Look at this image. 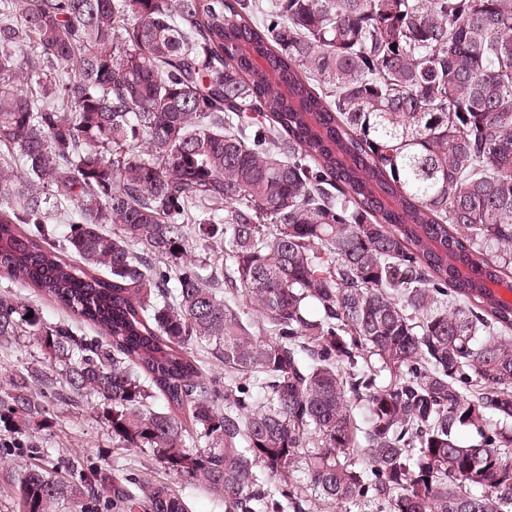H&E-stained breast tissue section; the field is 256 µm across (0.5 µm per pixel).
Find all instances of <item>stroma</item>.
Wrapping results in <instances>:
<instances>
[{
  "instance_id": "stroma-1",
  "label": "stroma",
  "mask_w": 512,
  "mask_h": 512,
  "mask_svg": "<svg viewBox=\"0 0 512 512\" xmlns=\"http://www.w3.org/2000/svg\"><path fill=\"white\" fill-rule=\"evenodd\" d=\"M0 297L18 301L23 308L37 313L47 326L66 320V313L34 289L22 286L0 271ZM48 372L49 365L37 342L20 335L0 345V386L32 371ZM43 419L22 424L0 420V443L11 447L9 464L21 470L27 467H54L58 456L74 459L81 473L94 479L146 477L172 486L184 497L189 512H224V505L188 477L169 474L151 456L135 448L122 447L112 437L103 418L101 399L88 396L76 401L56 397L52 389L40 395Z\"/></svg>"
}]
</instances>
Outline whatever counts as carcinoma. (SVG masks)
I'll return each instance as SVG.
<instances>
[{
    "instance_id": "1",
    "label": "carcinoma",
    "mask_w": 512,
    "mask_h": 512,
    "mask_svg": "<svg viewBox=\"0 0 512 512\" xmlns=\"http://www.w3.org/2000/svg\"><path fill=\"white\" fill-rule=\"evenodd\" d=\"M0 269L73 315L0 342L224 512H512V0H0ZM35 370L48 376L50 374L57 376L56 370L51 368L44 359L43 351L38 343L33 340L32 336H28V333L22 332L12 343L0 345V386L2 390L6 389L11 392V387L8 384L12 379H18L19 376L27 375Z\"/></svg>"
}]
</instances>
